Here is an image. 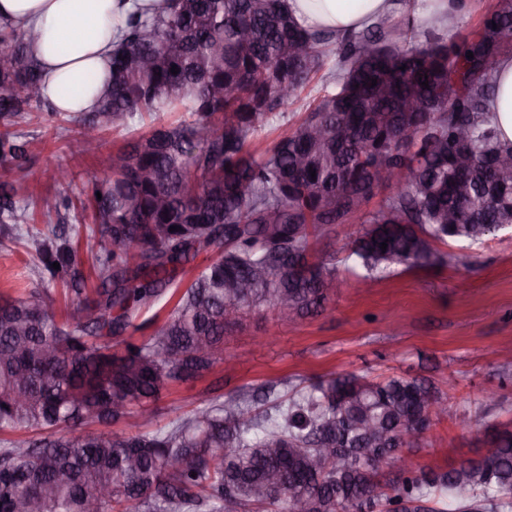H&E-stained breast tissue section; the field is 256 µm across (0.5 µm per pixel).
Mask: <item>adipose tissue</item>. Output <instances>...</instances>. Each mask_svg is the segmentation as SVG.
Returning <instances> with one entry per match:
<instances>
[{
    "label": "adipose tissue",
    "instance_id": "obj_1",
    "mask_svg": "<svg viewBox=\"0 0 512 512\" xmlns=\"http://www.w3.org/2000/svg\"><path fill=\"white\" fill-rule=\"evenodd\" d=\"M363 11L346 9L343 0H288L297 20L310 29L360 30L394 15L396 0H365ZM159 12L165 0H0V19L37 32L32 50L44 70L43 92L59 111L90 112L96 96L88 76L105 79L110 67L113 19L131 4Z\"/></svg>",
    "mask_w": 512,
    "mask_h": 512
}]
</instances>
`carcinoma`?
I'll return each instance as SVG.
<instances>
[{
	"instance_id": "carcinoma-1",
	"label": "carcinoma",
	"mask_w": 512,
	"mask_h": 512,
	"mask_svg": "<svg viewBox=\"0 0 512 512\" xmlns=\"http://www.w3.org/2000/svg\"><path fill=\"white\" fill-rule=\"evenodd\" d=\"M167 2L162 14L121 19L99 107L73 119L82 154L99 152L111 126L153 122L108 156L112 178L85 192L94 287L79 241L31 223V205L50 217L69 197L32 203L0 184V224L38 268L37 287L0 297V434L26 435L0 448V512H512L511 428L446 472L406 468L402 449L448 414L417 377L345 374L287 398L203 403L153 430L137 422L163 388L226 360L224 330L245 315L295 322L326 309L336 263L309 262L317 233L357 225L344 262L375 280L443 264L435 242L512 228V175L489 164L512 158L491 112L512 0H498L472 37L445 22L460 0L342 36L303 28L284 0ZM35 39L0 20L9 125L56 114ZM298 101L296 128L252 152L250 140ZM164 112L183 119L166 123ZM29 161L24 136L1 130L0 163ZM202 253L210 262L179 291ZM57 285L74 297L60 313ZM172 298L152 334L125 339L140 310ZM394 465L402 480L381 483Z\"/></svg>"
}]
</instances>
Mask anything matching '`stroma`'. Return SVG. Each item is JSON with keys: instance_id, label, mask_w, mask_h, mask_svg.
<instances>
[{"instance_id": "obj_1", "label": "stroma", "mask_w": 512, "mask_h": 512, "mask_svg": "<svg viewBox=\"0 0 512 512\" xmlns=\"http://www.w3.org/2000/svg\"><path fill=\"white\" fill-rule=\"evenodd\" d=\"M30 142L26 170L0 166L32 199L66 190L77 209L61 212L66 227L85 228L82 192L110 179L111 169L76 149L69 117L34 112L16 124ZM67 181H60V172ZM447 257L431 268L398 269L373 284L338 266L326 311L293 324L269 312L247 316L225 336L233 365L168 386L156 424L188 414L201 402L243 389L275 386L280 394L346 373L383 379H428L448 405L410 457L415 466L448 469L476 457L495 430L512 425V229L479 244L436 243ZM37 280L23 244L0 232V295H17Z\"/></svg>"}]
</instances>
